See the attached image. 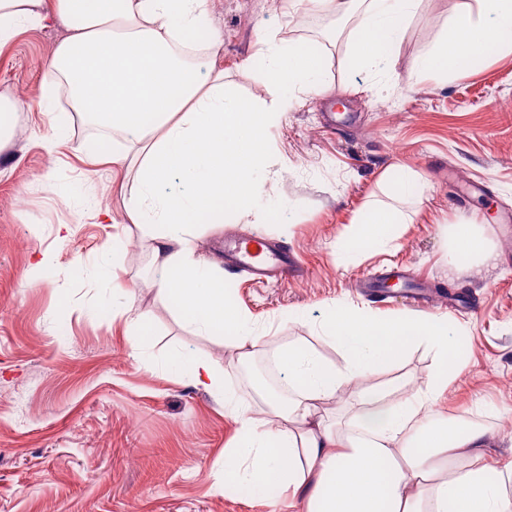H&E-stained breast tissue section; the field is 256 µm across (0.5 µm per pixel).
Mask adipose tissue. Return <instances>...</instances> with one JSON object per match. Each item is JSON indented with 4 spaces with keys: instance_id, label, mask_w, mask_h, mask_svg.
I'll list each match as a JSON object with an SVG mask.
<instances>
[{
    "instance_id": "1",
    "label": "adipose tissue",
    "mask_w": 512,
    "mask_h": 512,
    "mask_svg": "<svg viewBox=\"0 0 512 512\" xmlns=\"http://www.w3.org/2000/svg\"><path fill=\"white\" fill-rule=\"evenodd\" d=\"M351 21L350 62L385 68L396 52L419 0H309ZM63 20L68 33L49 67L53 87L100 128L121 134V147L87 150L90 163L111 164L122 179L123 213L102 210L104 221L123 218L148 243L159 274L158 294L196 333L232 338L245 360L262 337L228 296L216 265L199 258V224L223 223L226 213L246 217L260 199L257 172L268 165L269 128L301 95L323 92L330 56L315 41L267 37L259 42L271 103L239 96L215 59L223 41L212 30L206 0H0V48L26 29ZM512 41V0H465L451 28L414 62L415 70L465 73L470 61ZM183 189L164 192L172 176ZM388 201L367 203L339 253L355 256L393 244L411 223L407 206L423 197L420 176L393 165L380 178ZM495 256L474 224L448 231V266L454 276L480 275ZM318 331L344 358L322 359L302 342L280 346L275 363L288 381L285 404L256 423L224 386L210 360L173 352L165 368L210 391L234 418L237 435L224 452L223 479L249 486L253 497L270 491L301 496L305 512H512L499 492L494 467L482 464L486 430L437 423L434 405L452 380L466 331L447 319L402 315L382 318L353 305L330 312ZM427 345L437 365L425 391L392 402L383 384L369 388L362 408L344 428L317 419L320 402L341 389L399 363Z\"/></svg>"
}]
</instances>
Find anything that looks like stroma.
<instances>
[{
  "instance_id": "obj_1",
  "label": "stroma",
  "mask_w": 512,
  "mask_h": 512,
  "mask_svg": "<svg viewBox=\"0 0 512 512\" xmlns=\"http://www.w3.org/2000/svg\"><path fill=\"white\" fill-rule=\"evenodd\" d=\"M459 2L420 0L384 87L350 64L338 39L326 71L330 94L302 97L268 132L274 158L257 175L260 207L244 220L199 226L196 244L215 258L224 235L261 236L298 257L301 267L287 279L224 273L237 305L267 334L259 359L300 340L340 362L313 329L335 305L381 317L444 316L464 327L457 378L435 415L487 429L484 461L502 470L512 465V51H489L445 80L411 71L449 30ZM208 10L224 37L225 82L267 102L274 92L253 57L259 40L319 37L342 26L306 0L295 8L289 0H208ZM65 34L60 23L27 29L0 50V93L20 107L14 137L0 150V512H300L287 499L270 506L234 485L215 491L235 425L189 376L168 373L166 357L186 351L225 368L226 386L256 421L269 419L267 405L230 342L196 335L157 294L140 231L96 218V207L120 209L121 196L108 170L92 172L77 153L94 140L91 127L71 116L59 152L43 148L53 114L39 102ZM394 164L412 167L424 184L412 223L389 251L340 260L336 241L351 235ZM463 221L477 224L498 254L484 278L448 274L445 233ZM60 224L73 227L63 243L55 239ZM116 233L122 244L114 254L107 246ZM37 250L53 263L46 280L31 283ZM105 259L134 313L153 324L144 360L132 357L122 324L103 311L112 302L97 276ZM394 268L422 279L426 306L401 293L383 302L367 296L362 279ZM294 311L304 320L288 321ZM435 366L433 352L419 346L383 378L400 400L426 389Z\"/></svg>"
}]
</instances>
